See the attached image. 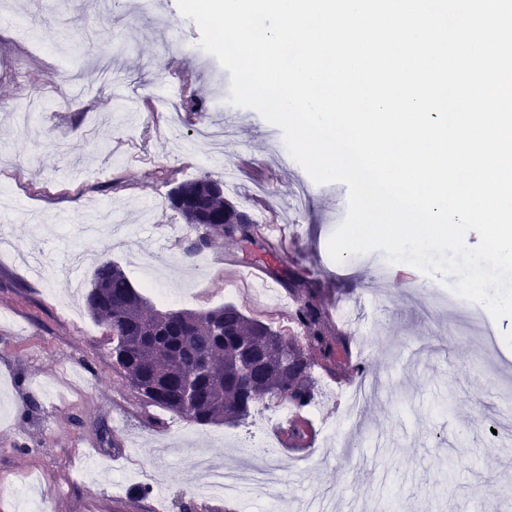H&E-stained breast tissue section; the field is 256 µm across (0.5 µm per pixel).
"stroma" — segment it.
<instances>
[{"label": "stroma", "mask_w": 512, "mask_h": 512, "mask_svg": "<svg viewBox=\"0 0 512 512\" xmlns=\"http://www.w3.org/2000/svg\"><path fill=\"white\" fill-rule=\"evenodd\" d=\"M138 0L97 14L93 0H19L0 14V190L14 201L0 221V512H21L17 488L49 512H240L237 500L199 490V453L230 463L262 432L259 419L233 427L199 425L152 405L122 377L104 328L85 303H72L75 279L90 283L109 260L155 308L202 312L232 303L247 316L286 330L288 269L319 280L331 314L361 302L368 344L361 358L386 391L358 418L327 394L334 381L317 373L316 402L342 442L326 447L313 426L304 451L289 446L287 421L270 435L286 479L256 499L301 505L326 494L338 512L361 500L390 512H463L487 503L512 512V443L493 444L502 395L512 386V324L495 320L461 329L417 286L391 290L384 308L367 303L380 279L366 255L334 261L328 241L345 219V184L315 183L284 161L272 129L253 109L230 103L215 77L224 68L196 54L198 25L177 0L146 13ZM27 56L23 81L12 64ZM192 74L204 104L185 117L181 136L204 124L235 126L223 157L238 171L229 200L253 217L283 224L274 253L247 252L213 233L223 262L194 272L182 251L194 229L168 194L189 168L223 179L203 164L196 141L179 151L164 114L117 110L116 95L154 98L160 85ZM251 264L275 295L238 293L236 265ZM496 352L484 345L487 331ZM450 394L454 411L442 410Z\"/></svg>", "instance_id": "35a3bbf8"}]
</instances>
